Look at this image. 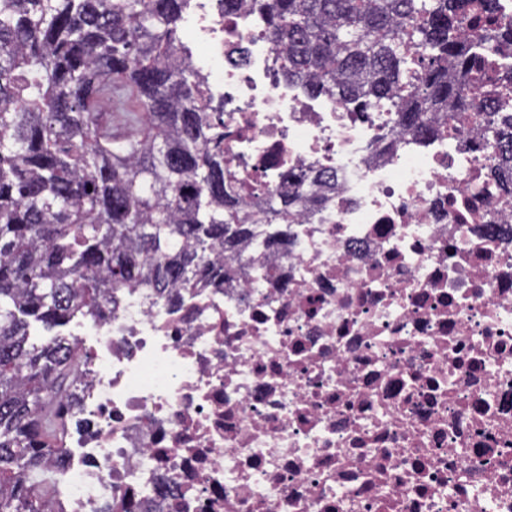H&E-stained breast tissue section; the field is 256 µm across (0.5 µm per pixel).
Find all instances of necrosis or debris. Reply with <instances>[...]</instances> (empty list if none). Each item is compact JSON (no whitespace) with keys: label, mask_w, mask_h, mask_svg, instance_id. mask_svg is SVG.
I'll list each match as a JSON object with an SVG mask.
<instances>
[{"label":"necrosis or debris","mask_w":512,"mask_h":512,"mask_svg":"<svg viewBox=\"0 0 512 512\" xmlns=\"http://www.w3.org/2000/svg\"><path fill=\"white\" fill-rule=\"evenodd\" d=\"M188 23L252 208L284 170L331 180L231 278L84 319L53 512H512V168L481 114L420 136L384 100L311 103L260 13Z\"/></svg>","instance_id":"4bbe7bcc"}]
</instances>
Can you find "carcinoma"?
<instances>
[{
	"instance_id": "carcinoma-1",
	"label": "carcinoma",
	"mask_w": 512,
	"mask_h": 512,
	"mask_svg": "<svg viewBox=\"0 0 512 512\" xmlns=\"http://www.w3.org/2000/svg\"><path fill=\"white\" fill-rule=\"evenodd\" d=\"M278 48L275 72L311 96L341 94L364 112L388 100L399 122L462 101L496 77L498 49L478 34L492 14L463 0H250ZM192 0H0V512H43L51 490L27 479L59 445L81 365L61 334L98 317L125 288L171 290L231 275L224 249L278 224L291 201L274 191L259 212L224 170V106L181 58ZM456 76L448 75V59ZM508 99L483 113L500 125ZM92 191H87V187ZM52 333L32 337L31 324Z\"/></svg>"
}]
</instances>
